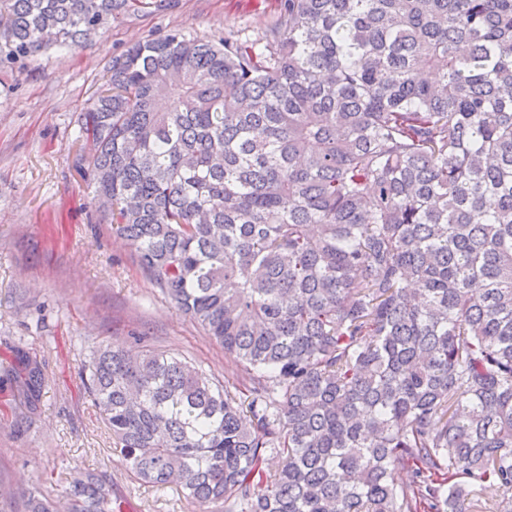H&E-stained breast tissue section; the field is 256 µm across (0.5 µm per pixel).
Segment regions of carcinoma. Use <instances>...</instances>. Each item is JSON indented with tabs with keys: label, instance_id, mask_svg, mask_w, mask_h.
I'll return each instance as SVG.
<instances>
[{
	"label": "carcinoma",
	"instance_id": "obj_1",
	"mask_svg": "<svg viewBox=\"0 0 512 512\" xmlns=\"http://www.w3.org/2000/svg\"><path fill=\"white\" fill-rule=\"evenodd\" d=\"M161 7L0 0V70ZM78 126L96 209L241 367L231 392L93 351L134 478L200 512H512L478 498L512 490V0H277L256 41L173 30L112 57ZM20 353L26 402L44 372ZM65 496L115 512L101 471ZM24 512H56L53 486Z\"/></svg>",
	"mask_w": 512,
	"mask_h": 512
}]
</instances>
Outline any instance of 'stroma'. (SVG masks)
<instances>
[{
    "mask_svg": "<svg viewBox=\"0 0 512 512\" xmlns=\"http://www.w3.org/2000/svg\"><path fill=\"white\" fill-rule=\"evenodd\" d=\"M277 0H176L137 19H116L76 50L53 48L22 71L0 72V512H23L28 488L52 478L63 492L80 470L112 477L120 512H198L176 485L157 488L126 469L80 378L103 341L150 346L201 367L228 388L237 359L211 342L142 275L125 240L96 213L74 168L77 117L112 56L179 30L202 41L259 39ZM37 353L45 382L20 404L19 347Z\"/></svg>",
    "mask_w": 512,
    "mask_h": 512,
    "instance_id": "1",
    "label": "stroma"
}]
</instances>
